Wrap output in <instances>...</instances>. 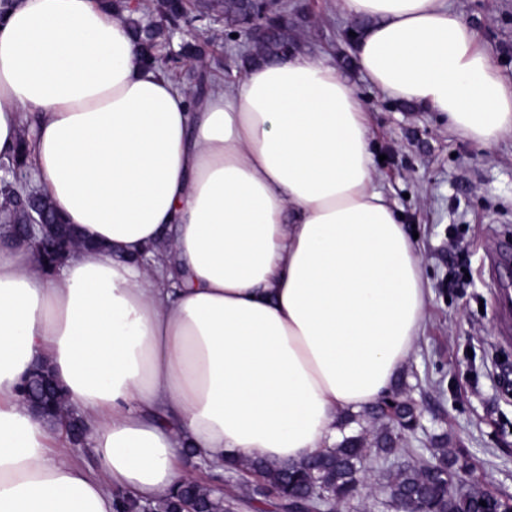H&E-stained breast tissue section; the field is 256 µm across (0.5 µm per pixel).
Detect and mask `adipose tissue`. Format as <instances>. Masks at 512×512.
<instances>
[{"label":"adipose tissue","instance_id":"obj_1","mask_svg":"<svg viewBox=\"0 0 512 512\" xmlns=\"http://www.w3.org/2000/svg\"><path fill=\"white\" fill-rule=\"evenodd\" d=\"M357 65L472 143L512 135V82L445 0H336ZM94 246L60 271L0 226V512L165 499L186 456L296 464L383 398L426 324L423 258L374 185L373 133L325 57L293 53L203 92L143 65L98 0L0 14V157ZM49 366L97 473L20 396ZM29 135V132L27 131H24V133L22 134L21 138H20V142H19V145H18V148H17V151L15 152L14 156L8 160V163H5L7 165H16V166H22L24 164V161H25V158L27 156V148H28V137ZM11 171V173H8L7 171ZM1 168V161H0V170L2 172V177H4L5 174H11L13 175V179L14 181L18 182V183H22L24 184V189L26 192L30 193V196H34V195H42L40 192H38V190L34 189V188H29V186L27 185V181H26V172L23 170V166L20 167V168Z\"/></svg>","mask_w":512,"mask_h":512}]
</instances>
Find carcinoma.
Wrapping results in <instances>:
<instances>
[{"label": "carcinoma", "instance_id": "obj_1", "mask_svg": "<svg viewBox=\"0 0 512 512\" xmlns=\"http://www.w3.org/2000/svg\"><path fill=\"white\" fill-rule=\"evenodd\" d=\"M157 15L174 23L185 17L189 7H194L200 17L224 16V23L238 36H243L239 17L245 8H254L249 0H207L189 5L183 0H152ZM126 22L136 43L140 46L145 63L151 67L165 68L154 49L164 34L161 27L146 29L140 17L128 15ZM297 41L270 25L269 33L252 43L250 57L258 63L272 62L295 51ZM30 211L25 192L15 184L0 185V216L23 222ZM23 399L41 414L67 422L72 442L85 435L84 424L69 412L70 403L63 391L53 383L44 367L27 378L21 386ZM369 422L360 425V431L346 436L334 448L302 461L299 464L272 467L261 459L243 463L227 462L231 471L253 475L260 479L258 489L283 503L304 502L324 492L330 498L336 512L349 504L364 491L380 490L387 496L388 505L396 512H414L424 507L427 512H481V502L488 501L492 493L482 489L463 491L458 489L461 473L467 462L446 448H437L431 458L407 466L393 473L382 475L374 484L370 481L368 459H385L395 451L397 443L411 430L417 421L415 408L408 398L394 396L383 399L367 408ZM183 496L196 499L204 512H229L228 499L213 496L209 488L196 482L182 485L178 494L154 504L155 512H177L178 501Z\"/></svg>", "mask_w": 512, "mask_h": 512}]
</instances>
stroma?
<instances>
[{
	"mask_svg": "<svg viewBox=\"0 0 512 512\" xmlns=\"http://www.w3.org/2000/svg\"><path fill=\"white\" fill-rule=\"evenodd\" d=\"M299 30V50L325 56L353 86L370 114L377 186L414 227L429 290L426 326L391 392L410 396L417 424L382 469L398 470L449 448L465 455L467 485L512 497V267L492 264L495 250L512 253V137L492 148L452 132L437 113L400 103L372 86L354 63L361 23L336 0H286ZM477 31L502 76L512 80V0H447ZM210 77H241L248 48L223 21L204 23ZM189 38L178 25L160 43L167 72L195 83L182 59ZM461 285L449 287V276Z\"/></svg>",
	"mask_w": 512,
	"mask_h": 512,
	"instance_id": "1",
	"label": "stroma"
}]
</instances>
